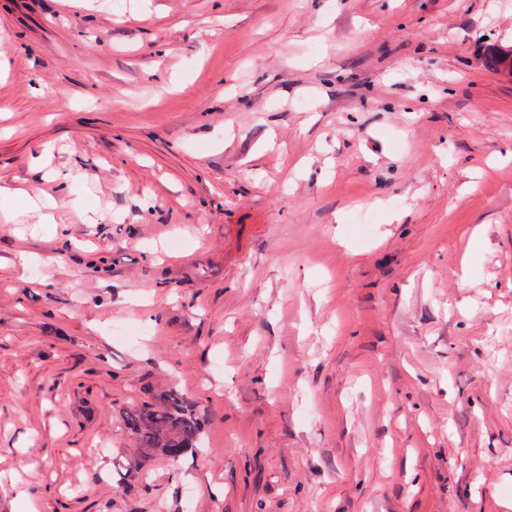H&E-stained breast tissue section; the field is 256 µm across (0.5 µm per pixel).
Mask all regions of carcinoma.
<instances>
[{"label": "carcinoma", "mask_w": 512, "mask_h": 512, "mask_svg": "<svg viewBox=\"0 0 512 512\" xmlns=\"http://www.w3.org/2000/svg\"><path fill=\"white\" fill-rule=\"evenodd\" d=\"M487 65L494 71L512 73V50L492 47L487 54ZM122 420L146 457L159 453L180 458L200 445L201 419L177 390H169L155 401H144L125 411Z\"/></svg>", "instance_id": "carcinoma-1"}]
</instances>
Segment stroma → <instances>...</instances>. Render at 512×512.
I'll list each match as a JSON object with an SVG mask.
<instances>
[{
    "label": "stroma",
    "instance_id": "35a3bbf8",
    "mask_svg": "<svg viewBox=\"0 0 512 512\" xmlns=\"http://www.w3.org/2000/svg\"><path fill=\"white\" fill-rule=\"evenodd\" d=\"M491 45L512 0H0L55 218L0 216V512H512ZM172 388L199 451L116 474Z\"/></svg>",
    "mask_w": 512,
    "mask_h": 512
}]
</instances>
